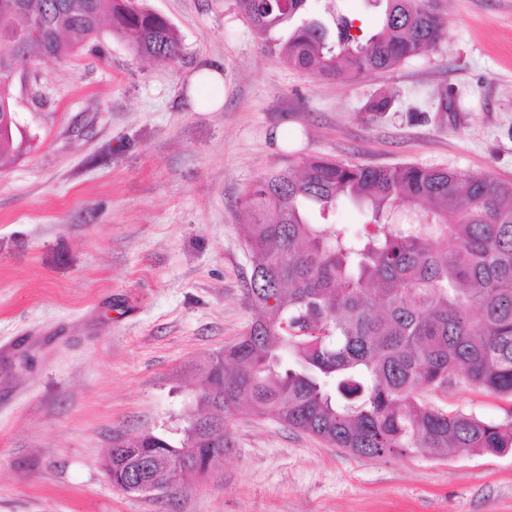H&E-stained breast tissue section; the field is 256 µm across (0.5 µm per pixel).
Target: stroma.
I'll return each instance as SVG.
<instances>
[{
	"instance_id": "stroma-1",
	"label": "stroma",
	"mask_w": 512,
	"mask_h": 512,
	"mask_svg": "<svg viewBox=\"0 0 512 512\" xmlns=\"http://www.w3.org/2000/svg\"><path fill=\"white\" fill-rule=\"evenodd\" d=\"M144 3L178 29L179 62L106 33L77 58L18 65L30 139L0 167V512H512V451L360 458L247 409L188 489L112 484L113 438L176 434L188 367L256 317L240 208L255 180L320 157L512 181V0H432L447 18L436 50L350 82L288 67L235 0ZM205 68L224 76L216 112L189 101ZM380 91L391 110L366 111ZM426 400L489 421L512 410L469 387Z\"/></svg>"
}]
</instances>
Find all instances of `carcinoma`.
Masks as SVG:
<instances>
[{
	"instance_id": "carcinoma-1",
	"label": "carcinoma",
	"mask_w": 512,
	"mask_h": 512,
	"mask_svg": "<svg viewBox=\"0 0 512 512\" xmlns=\"http://www.w3.org/2000/svg\"><path fill=\"white\" fill-rule=\"evenodd\" d=\"M3 10L0 30L65 18L44 40L0 47V164L20 154L12 73L21 61L62 62L103 32L139 56L175 63L177 29L143 0H24ZM376 30L307 14V0H236L260 35L293 24L274 44L288 66L319 79L351 81L391 71L436 48L447 20L429 0H382ZM342 202L368 213L360 234L326 224ZM258 315L244 336L194 369L203 384L189 405L183 440L153 432L114 439L105 462L124 488L126 460L162 464L146 483L182 484L230 448L224 428L243 407L357 457L457 450H512V410L501 421L448 412L422 390L473 386L512 398V182L486 172L414 164L366 167L309 158L255 181L242 199Z\"/></svg>"
}]
</instances>
